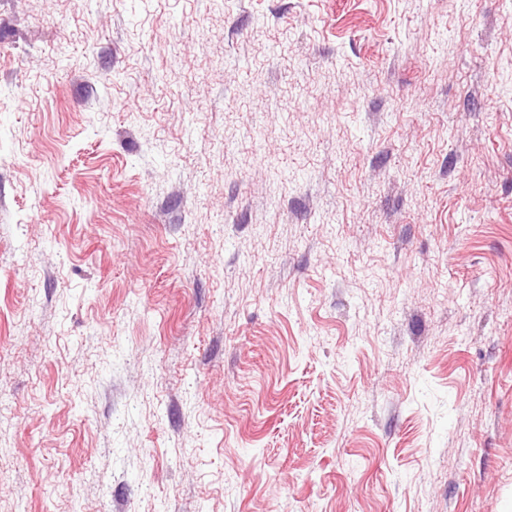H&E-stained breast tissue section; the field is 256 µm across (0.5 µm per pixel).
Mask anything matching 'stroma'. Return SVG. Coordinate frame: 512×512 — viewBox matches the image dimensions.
<instances>
[{
    "instance_id": "35a3bbf8",
    "label": "stroma",
    "mask_w": 512,
    "mask_h": 512,
    "mask_svg": "<svg viewBox=\"0 0 512 512\" xmlns=\"http://www.w3.org/2000/svg\"><path fill=\"white\" fill-rule=\"evenodd\" d=\"M512 0H0V512H505Z\"/></svg>"
}]
</instances>
